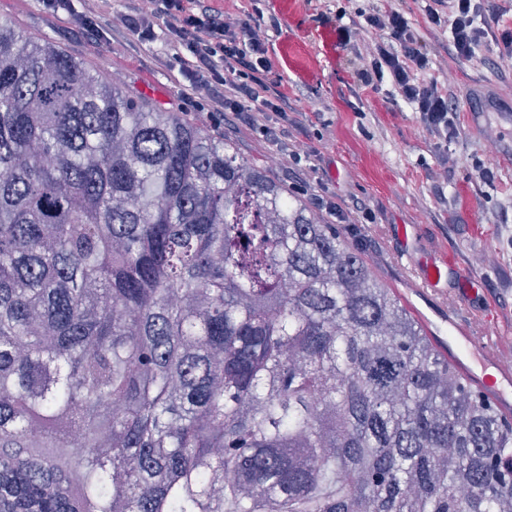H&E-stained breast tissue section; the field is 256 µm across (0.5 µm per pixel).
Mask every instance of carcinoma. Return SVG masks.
Returning a JSON list of instances; mask_svg holds the SVG:
<instances>
[{"instance_id": "1", "label": "carcinoma", "mask_w": 512, "mask_h": 512, "mask_svg": "<svg viewBox=\"0 0 512 512\" xmlns=\"http://www.w3.org/2000/svg\"><path fill=\"white\" fill-rule=\"evenodd\" d=\"M0 512H512V418L336 225L1 19Z\"/></svg>"}]
</instances>
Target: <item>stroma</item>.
<instances>
[{
    "label": "stroma",
    "instance_id": "stroma-1",
    "mask_svg": "<svg viewBox=\"0 0 512 512\" xmlns=\"http://www.w3.org/2000/svg\"><path fill=\"white\" fill-rule=\"evenodd\" d=\"M392 4L427 46L431 64L423 79L437 81L460 105L451 143H442L420 123L390 80L374 88L358 80L374 44L372 33L336 40L338 10L353 21L359 11ZM255 5L270 26L275 66L267 82L288 96L287 143L301 156L296 163H276L279 147L259 129L184 104L180 77L163 62L164 32L146 45L119 27L111 39L94 40L67 20L46 17L39 0H0V16L31 37L51 35L91 68L120 73L132 94L224 139L240 159L261 168L323 222H334L325 201L339 204L342 239L385 287L417 279L420 260L445 253L476 278L473 297L456 305V318L475 334L488 335L480 321L488 305L501 327H512V67L494 68V43L480 45L470 60L449 55L447 34L431 29L418 0H258ZM478 159L490 167L492 180L474 172Z\"/></svg>",
    "mask_w": 512,
    "mask_h": 512
}]
</instances>
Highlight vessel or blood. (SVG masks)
Masks as SVG:
<instances>
[{"instance_id":"obj_1","label":"vessel or blood","mask_w":512,"mask_h":512,"mask_svg":"<svg viewBox=\"0 0 512 512\" xmlns=\"http://www.w3.org/2000/svg\"><path fill=\"white\" fill-rule=\"evenodd\" d=\"M473 277L469 268L441 254L423 266L419 285L406 289L405 294L426 297L432 287L448 280L455 284L456 298L464 299L470 293ZM447 355L469 386L502 413L512 416V360L505 357L492 337L474 335L468 325L449 318Z\"/></svg>"}]
</instances>
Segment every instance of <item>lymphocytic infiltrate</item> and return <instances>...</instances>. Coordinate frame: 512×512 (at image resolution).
<instances>
[{"label":"lymphocytic infiltrate","mask_w":512,"mask_h":512,"mask_svg":"<svg viewBox=\"0 0 512 512\" xmlns=\"http://www.w3.org/2000/svg\"><path fill=\"white\" fill-rule=\"evenodd\" d=\"M52 17L70 16L73 26L98 33L100 20H111L143 43L152 42L156 26L167 38L165 57L177 66L185 82L186 101L206 106L210 113H232L241 122L259 125L264 137H281L278 119L288 114V98L272 90L264 75L274 61L259 33L263 13L252 10L237 18L224 10V0H129L124 11L113 13L110 0H40ZM428 21L448 35V51L472 59L487 39H494L501 57L512 56V20L497 0H420ZM363 30L376 35L369 62L359 71L365 85L391 77L402 99L417 112L423 126L441 141L457 131L458 106L437 81L421 80L431 60L422 38L399 9L365 14Z\"/></svg>","instance_id":"f902f5d3"}]
</instances>
